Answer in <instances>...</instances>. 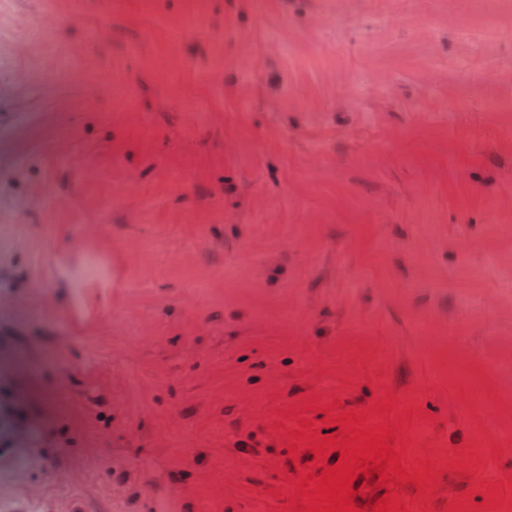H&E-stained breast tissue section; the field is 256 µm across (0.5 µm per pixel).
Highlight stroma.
Masks as SVG:
<instances>
[{"label": "stroma", "instance_id": "obj_1", "mask_svg": "<svg viewBox=\"0 0 512 512\" xmlns=\"http://www.w3.org/2000/svg\"><path fill=\"white\" fill-rule=\"evenodd\" d=\"M3 224L0 512H512V0H0Z\"/></svg>", "mask_w": 512, "mask_h": 512}]
</instances>
